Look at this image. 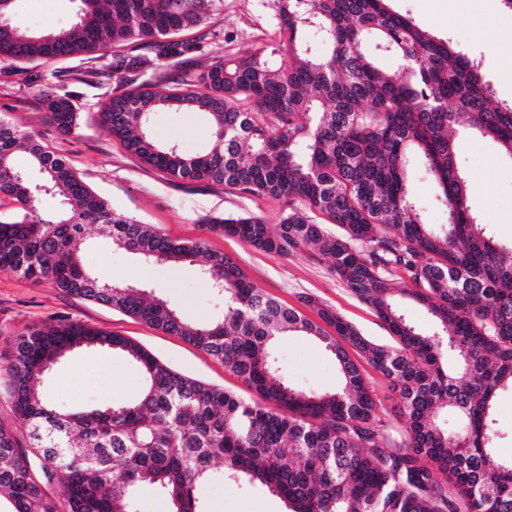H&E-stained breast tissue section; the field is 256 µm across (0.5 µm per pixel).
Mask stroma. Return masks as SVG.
Listing matches in <instances>:
<instances>
[{"label":"stroma","instance_id":"stroma-1","mask_svg":"<svg viewBox=\"0 0 512 512\" xmlns=\"http://www.w3.org/2000/svg\"><path fill=\"white\" fill-rule=\"evenodd\" d=\"M395 9L409 13L422 28L440 38L450 37L482 61L495 98L512 101V75L504 73L512 62V13L499 0H395ZM73 0H16L13 24L38 32L67 26L74 16ZM269 26L263 0H224V11L211 23L193 31L202 46V58L212 62L225 49L245 50L266 45ZM111 56L92 61L65 58L46 66L19 67L0 61V119L50 141L81 178L113 208L150 225L166 237L190 242L206 238L210 249L231 256L247 277L288 307L308 319L317 314L304 307L305 297L333 307L370 340L391 343L392 337L373 309L351 294L327 266L306 253L281 258L261 252L239 238L209 232L204 217L217 214L248 215L278 224L281 203L249 196L212 183L172 181L128 154L121 143L93 120L99 103L112 93L97 84L95 72L109 70ZM79 92L81 125L75 133L58 135L48 124L37 99L41 92ZM154 137L179 144L187 154L212 146L211 129L203 117L164 110L155 113ZM457 150L464 167L469 198L482 223L497 239L512 241V161L498 147L466 129H458ZM87 261L93 271L109 281L151 288L197 325L224 314V299L207 284L199 266L147 264L135 255L113 248L96 228L87 233ZM61 317L129 338L175 370L256 399L240 379L219 360L180 336L168 334L112 308L62 293L48 283H34L0 273V351L21 328ZM274 350L289 382L319 390H333L339 374L333 356L310 338L279 337ZM142 376L136 363L118 352L99 365L94 352L66 357L43 385L45 395L66 408H87L106 401L137 395ZM199 494L208 512H286V505L266 488L246 482L213 480Z\"/></svg>","mask_w":512,"mask_h":512}]
</instances>
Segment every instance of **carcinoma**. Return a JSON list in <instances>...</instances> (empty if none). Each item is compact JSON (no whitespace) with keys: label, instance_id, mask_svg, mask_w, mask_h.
<instances>
[{"label":"carcinoma","instance_id":"obj_1","mask_svg":"<svg viewBox=\"0 0 512 512\" xmlns=\"http://www.w3.org/2000/svg\"><path fill=\"white\" fill-rule=\"evenodd\" d=\"M14 2L0 6V59L112 54L121 91L102 103L99 124L172 180L282 203L274 227L240 215L204 223L267 254L308 251L329 262L394 338L373 343L308 297L321 323L310 321L205 241L170 240L114 210L63 156L3 120L0 197L16 214L0 218V273L181 336L259 395L250 401L188 376L76 320L28 325L0 355V393L10 403L9 420L0 418V493L15 512H138L144 485L157 488L168 512H205L198 489L215 478L261 485L289 512H512V458L498 452L495 417L496 398L512 391V242L496 239L473 212L451 136L463 122L512 158V102L494 101L480 63L394 0H265L278 48L198 62L197 72L184 69L200 51L188 33L224 0H78L74 24L40 35L12 25ZM382 57L395 69H381ZM159 60L173 74L156 75ZM43 103L59 134L78 127L73 92ZM161 110L205 116L214 145L188 155L156 141L150 125ZM20 149L27 171L14 162ZM413 163L439 187L441 224L416 205ZM45 195L57 200L54 209H41ZM320 216L342 233L328 232ZM90 226L149 263L201 264L224 295L223 318L194 325L142 288L102 282L85 259ZM403 299L426 309L432 331L406 319ZM287 333L310 336L334 356L337 389L299 388L280 375L273 345ZM98 347L139 366L135 397L73 410L40 394L48 364ZM350 348L399 389L407 433L383 419Z\"/></svg>","mask_w":512,"mask_h":512}]
</instances>
